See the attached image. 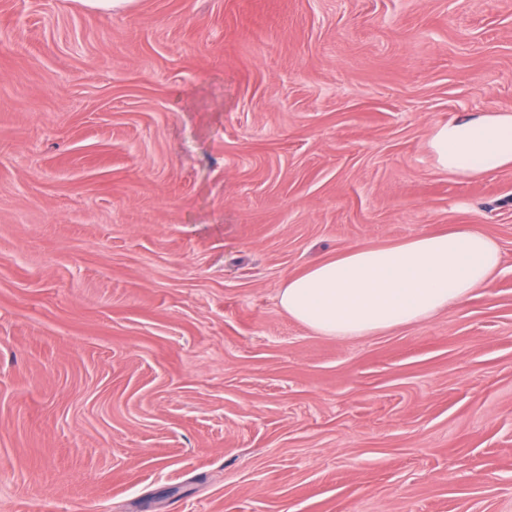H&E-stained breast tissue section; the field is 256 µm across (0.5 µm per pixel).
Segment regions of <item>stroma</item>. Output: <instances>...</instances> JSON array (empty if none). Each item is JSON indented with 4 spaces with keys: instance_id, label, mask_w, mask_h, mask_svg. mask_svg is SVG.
<instances>
[{
    "instance_id": "35a3bbf8",
    "label": "stroma",
    "mask_w": 512,
    "mask_h": 512,
    "mask_svg": "<svg viewBox=\"0 0 512 512\" xmlns=\"http://www.w3.org/2000/svg\"><path fill=\"white\" fill-rule=\"evenodd\" d=\"M512 0H0V512H512ZM471 225L502 273L363 338L291 275ZM428 146L438 168L460 177L512 169V113L465 115L433 127Z\"/></svg>"
}]
</instances>
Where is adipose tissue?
<instances>
[{"label":"adipose tissue","instance_id":"1","mask_svg":"<svg viewBox=\"0 0 512 512\" xmlns=\"http://www.w3.org/2000/svg\"><path fill=\"white\" fill-rule=\"evenodd\" d=\"M438 168L460 177L512 169V113L465 115L433 127ZM498 242L471 226L386 247H353L291 276L281 309L321 336H373L429 320L493 283Z\"/></svg>","mask_w":512,"mask_h":512}]
</instances>
